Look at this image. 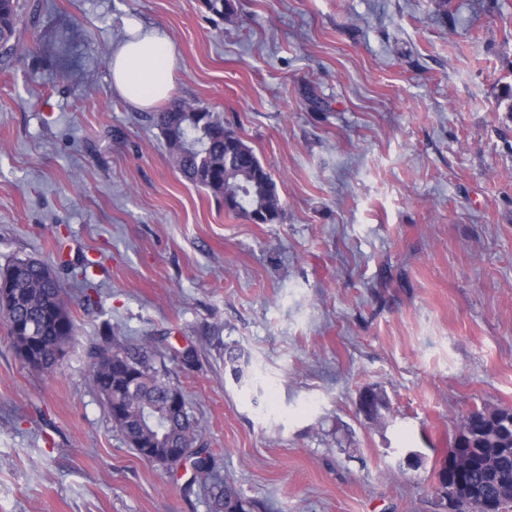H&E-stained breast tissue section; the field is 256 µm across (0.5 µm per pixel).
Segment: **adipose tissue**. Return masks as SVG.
<instances>
[{"label": "adipose tissue", "mask_w": 512, "mask_h": 512, "mask_svg": "<svg viewBox=\"0 0 512 512\" xmlns=\"http://www.w3.org/2000/svg\"><path fill=\"white\" fill-rule=\"evenodd\" d=\"M112 51V86L123 99L148 108L172 90L174 47L164 30L137 21Z\"/></svg>", "instance_id": "ef3b65f1"}]
</instances>
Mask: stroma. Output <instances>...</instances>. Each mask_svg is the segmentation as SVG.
<instances>
[{"label": "stroma", "mask_w": 512, "mask_h": 512, "mask_svg": "<svg viewBox=\"0 0 512 512\" xmlns=\"http://www.w3.org/2000/svg\"><path fill=\"white\" fill-rule=\"evenodd\" d=\"M28 2L38 37L0 69V269L51 265L76 330L44 373L0 318V512H211L110 420L91 367L118 345L153 349L254 512H438L462 418L512 407V0ZM129 19L170 37L171 100L270 171L278 221L185 180L114 92Z\"/></svg>", "instance_id": "35a3bbf8"}]
</instances>
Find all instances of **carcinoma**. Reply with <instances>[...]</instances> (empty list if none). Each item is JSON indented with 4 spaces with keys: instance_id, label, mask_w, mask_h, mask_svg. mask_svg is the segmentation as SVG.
<instances>
[{
    "instance_id": "cac0c4a2",
    "label": "carcinoma",
    "mask_w": 512,
    "mask_h": 512,
    "mask_svg": "<svg viewBox=\"0 0 512 512\" xmlns=\"http://www.w3.org/2000/svg\"><path fill=\"white\" fill-rule=\"evenodd\" d=\"M207 10L224 16L234 12V0H203ZM19 0H0V66L9 67L21 55ZM163 135L171 159L178 171L191 183L207 189L219 199L227 191L243 198L238 213L251 218L254 210L269 216L268 223L280 217V199L271 173L254 150L237 133L224 126V119L199 103L175 101L152 115ZM3 287L18 295L11 302L0 301V316L7 323L15 349L23 345L25 331L15 329L23 323L44 336L38 361L31 367L49 372L58 358L57 347L70 341L75 331L60 280L53 278L47 264L37 259H19L0 269ZM94 386L105 402L108 415L128 445L139 455L150 445L162 458L167 444L182 442L193 469L202 476L214 512H251L252 504L224 482L215 469L211 454L194 444L202 437L201 427L188 411L170 409L174 385L167 371L151 362V352L103 353L93 363ZM512 408L475 409L463 419L451 449L467 455L465 480L477 489V495L463 505L461 512H481L494 501L504 512H512V500L505 496L499 479L512 480Z\"/></svg>"
}]
</instances>
